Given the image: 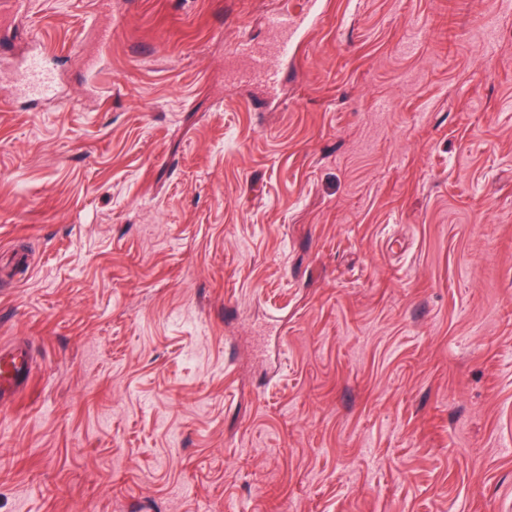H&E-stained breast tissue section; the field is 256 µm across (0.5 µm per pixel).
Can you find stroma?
Masks as SVG:
<instances>
[{"mask_svg":"<svg viewBox=\"0 0 512 512\" xmlns=\"http://www.w3.org/2000/svg\"><path fill=\"white\" fill-rule=\"evenodd\" d=\"M29 0L0 82V512H512V0ZM304 10H300L296 14L288 15V11L285 13L276 14L272 17L273 25L280 31L281 39L274 46V53L282 58L287 59L288 57V46L291 45L293 40L303 30V24L305 19L309 16V13L302 18ZM17 94L33 97H48L55 91L54 73L44 65L42 55H34L20 69ZM244 78L251 85L275 90L279 82V73L276 69L271 68L263 58L259 57L245 72ZM32 366V358L25 344L10 341L0 344V395L18 392Z\"/></svg>","mask_w":512,"mask_h":512,"instance_id":"stroma-1","label":"stroma"}]
</instances>
